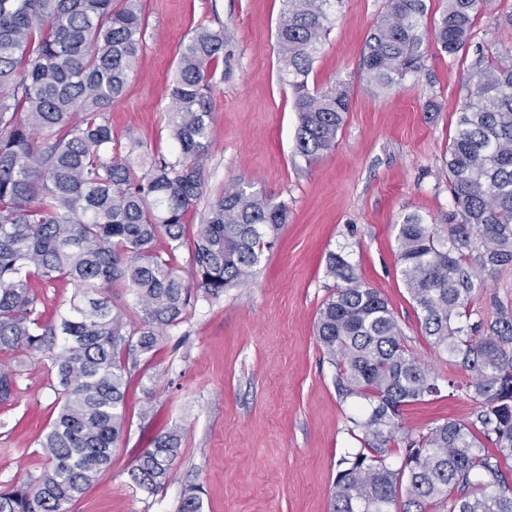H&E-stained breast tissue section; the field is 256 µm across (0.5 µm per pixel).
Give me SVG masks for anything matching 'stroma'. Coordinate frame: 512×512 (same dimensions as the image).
Here are the masks:
<instances>
[{
    "label": "stroma",
    "instance_id": "1",
    "mask_svg": "<svg viewBox=\"0 0 512 512\" xmlns=\"http://www.w3.org/2000/svg\"><path fill=\"white\" fill-rule=\"evenodd\" d=\"M418 72L387 92L361 77L366 40L385 0H331V29L308 77L309 89L344 84L349 110L335 148L308 163L295 151L298 115L276 47L282 0H141L146 34L123 95L105 112L112 135L134 146L138 172L177 153L168 85L180 50L200 27L223 29L212 64L213 125L204 194L187 216L195 235L226 188L287 203V224L248 281L217 298L194 291L180 323L141 356L127 393V427L112 466L70 512H179L200 487L202 512H331L338 463L362 442L351 419L366 401L339 395L336 369L316 339V322L335 281L336 252L395 311L408 347L439 384L454 369L423 335L400 273L395 224L417 213L453 210L444 156L477 60L512 50V0H482L468 44L448 57L431 33L446 0H426ZM437 110H430V103ZM16 391L0 403V488L45 465L40 446L55 410L57 380L40 354L21 357ZM465 392L410 406L415 433L447 420L469 422ZM181 432L180 451L155 493L131 478L152 439Z\"/></svg>",
    "mask_w": 512,
    "mask_h": 512
}]
</instances>
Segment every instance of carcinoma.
I'll use <instances>...</instances> for the list:
<instances>
[{"label":"carcinoma","mask_w":512,"mask_h":512,"mask_svg":"<svg viewBox=\"0 0 512 512\" xmlns=\"http://www.w3.org/2000/svg\"><path fill=\"white\" fill-rule=\"evenodd\" d=\"M0 0V351L37 352L61 395L41 442L46 467L0 491V512H69L112 466L124 429L126 374L182 319L191 289L217 298L245 283L288 221V205L244 188L210 204L193 238V282L160 253L177 249L186 216L204 192L213 122L210 67L224 53V30L200 28L184 44L169 88L177 156L140 175L119 154L104 109L120 97L141 50L140 0ZM276 46L298 112L296 151L314 161L336 146L349 109L345 87L309 92L307 78L330 27V0H283ZM480 0H448L433 38L457 54L468 42ZM426 0H387L367 40L361 73L389 90L418 69V28ZM445 169L455 209L443 222L406 215L396 225L400 273L429 343L468 375L477 409L470 423L444 421L426 433L404 430L405 407L440 393L437 377L405 342L387 301L339 253L327 272L339 281L323 303L317 340L336 367L339 395L364 399L351 419L364 447L341 459L332 512H512V306L470 318L486 279L512 266V64L470 75ZM66 280L77 295L58 317L32 291ZM130 288L141 316L101 296ZM14 370H0V402ZM180 438L163 432L139 457L133 481L153 492L167 477ZM494 452H489L487 445ZM400 452L401 464L388 459Z\"/></svg>","instance_id":"obj_1"}]
</instances>
